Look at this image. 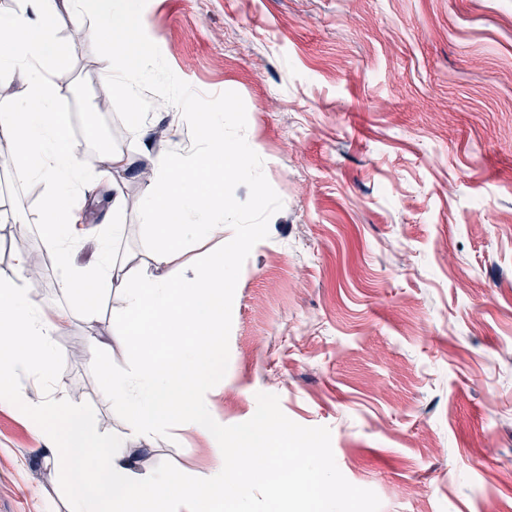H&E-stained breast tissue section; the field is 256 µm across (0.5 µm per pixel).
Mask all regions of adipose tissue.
Returning <instances> with one entry per match:
<instances>
[{
  "instance_id": "1",
  "label": "adipose tissue",
  "mask_w": 512,
  "mask_h": 512,
  "mask_svg": "<svg viewBox=\"0 0 512 512\" xmlns=\"http://www.w3.org/2000/svg\"><path fill=\"white\" fill-rule=\"evenodd\" d=\"M57 16L56 0H24L23 7L0 18V70L22 66L27 72L20 102L0 109V138L11 143L12 156L27 175L47 189L42 246L63 271L61 292L90 316L103 289L126 290L123 334L140 358L133 371L122 375L99 367L100 393L125 410L132 432H154L179 421L208 436L214 464L191 483L166 469L139 472L122 440L98 435L86 415L62 398L52 395L39 405L21 402L9 378H50L57 357L54 336L73 317L69 309L47 314L33 299L32 253L17 257L15 278L0 281V406L20 409L37 434L55 441L52 460L67 482L70 512H223L228 505L245 512L244 478L259 460L265 476L276 475L281 450L261 417L225 445L223 429L211 423L199 400L220 354L232 255L213 256L206 274L188 283L145 276L133 280L128 265L115 261L112 252L124 225L102 224L94 264H74L82 235L74 200L83 173L59 106L68 76L60 65L64 47L56 35ZM103 28L109 37L101 44V67L108 73L121 62L118 86L132 94L150 64V52L131 17L110 13L85 32L95 37Z\"/></svg>"
}]
</instances>
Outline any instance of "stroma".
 Returning <instances> with one entry per match:
<instances>
[{
  "instance_id": "1",
  "label": "stroma",
  "mask_w": 512,
  "mask_h": 512,
  "mask_svg": "<svg viewBox=\"0 0 512 512\" xmlns=\"http://www.w3.org/2000/svg\"><path fill=\"white\" fill-rule=\"evenodd\" d=\"M142 23L172 69L201 94L237 92L245 137L283 201L269 236L245 261L235 291L230 358L205 396L220 424L248 421L257 393L283 413L331 432L336 464L373 490L380 512H505L512 505V0H147ZM58 35L71 82L65 112L96 110L108 90L100 42ZM131 138L117 114L100 135L131 161L118 174L122 210L94 178L79 188L85 235L126 226L115 242L138 273L193 278L192 263L232 238L202 240L156 266L141 241V169L160 153L188 154L174 111L150 112ZM46 189L0 160V208L23 211L27 233L0 249V280L38 248ZM122 289L94 318L76 313L57 336L50 383L15 379L22 400L49 392L84 409L98 434L148 448L153 468L196 479L212 441L174 424L133 436L122 409L97 394L85 356L103 343L113 370L136 364L121 336ZM49 440L0 407V512H68Z\"/></svg>"
}]
</instances>
